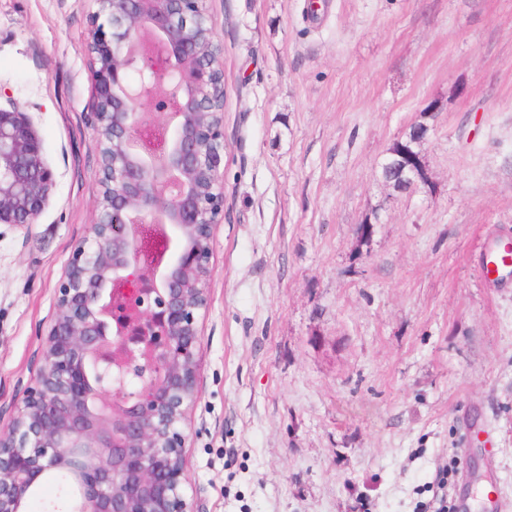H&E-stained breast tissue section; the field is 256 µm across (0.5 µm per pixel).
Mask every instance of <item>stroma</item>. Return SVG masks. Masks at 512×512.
Segmentation results:
<instances>
[{"mask_svg": "<svg viewBox=\"0 0 512 512\" xmlns=\"http://www.w3.org/2000/svg\"><path fill=\"white\" fill-rule=\"evenodd\" d=\"M224 46V195L188 416L196 512H422L446 463L512 491V0H208ZM94 0H0V83L57 185L0 224V427L102 194ZM429 185L380 169L416 124ZM489 427L494 445L471 442ZM510 242H512V232L501 231L490 242L481 257L480 272L482 277L498 288H512V275L510 281V272L508 271L512 267L509 264V260L512 258L508 249Z\"/></svg>", "mask_w": 512, "mask_h": 512, "instance_id": "obj_1", "label": "stroma"}]
</instances>
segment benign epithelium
Returning <instances> with one entry per match:
<instances>
[{"instance_id": "obj_1", "label": "benign epithelium", "mask_w": 512, "mask_h": 512, "mask_svg": "<svg viewBox=\"0 0 512 512\" xmlns=\"http://www.w3.org/2000/svg\"><path fill=\"white\" fill-rule=\"evenodd\" d=\"M90 127L103 194L56 288L36 379L0 428V512H27L38 478L78 488L62 512H194L185 424L199 399L200 319L224 223V47L208 0H96ZM0 224L37 223L56 186L31 117L0 92ZM166 134L162 154L144 132ZM384 182H425L390 154ZM161 247L142 257V227Z\"/></svg>"}]
</instances>
